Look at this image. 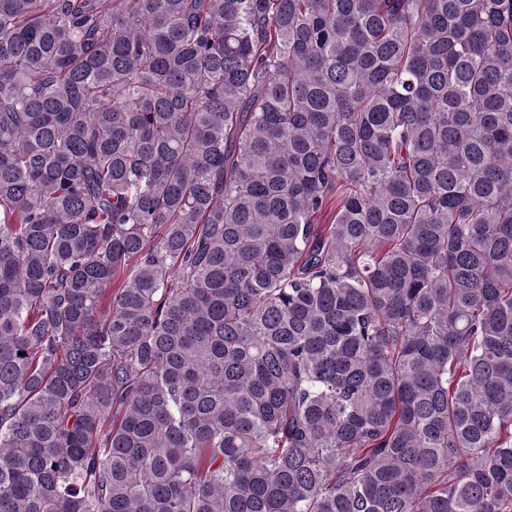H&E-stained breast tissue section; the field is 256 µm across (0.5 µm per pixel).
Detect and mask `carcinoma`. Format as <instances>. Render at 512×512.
<instances>
[{
    "label": "carcinoma",
    "instance_id": "1",
    "mask_svg": "<svg viewBox=\"0 0 512 512\" xmlns=\"http://www.w3.org/2000/svg\"><path fill=\"white\" fill-rule=\"evenodd\" d=\"M0 512H512V0H0Z\"/></svg>",
    "mask_w": 512,
    "mask_h": 512
}]
</instances>
